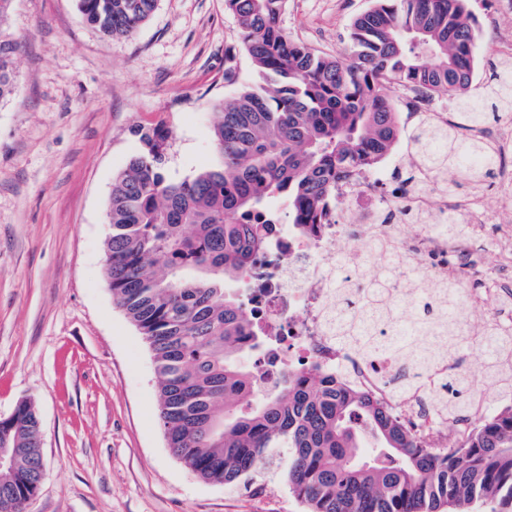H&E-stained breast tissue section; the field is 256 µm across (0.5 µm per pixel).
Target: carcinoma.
<instances>
[{
	"mask_svg": "<svg viewBox=\"0 0 512 512\" xmlns=\"http://www.w3.org/2000/svg\"><path fill=\"white\" fill-rule=\"evenodd\" d=\"M14 0H0V101L14 91L18 42L4 28ZM86 21L114 38L145 24L159 0H77ZM287 0H225L258 80L239 84L234 49L215 105L216 162L184 179L167 172L166 122L138 125L140 149L112 181L105 277L115 303L148 345L159 376L158 417L167 447L197 478L260 486L280 476L307 512H467L476 501L512 504V413L457 448H423L384 410L332 381L285 376L258 398L255 371L236 355L268 339L227 283L266 251L273 204L291 224H320L336 177L385 154L396 137L386 96L398 84L464 104L467 123H487L473 95L477 28L468 0H373L352 22V59L316 52L279 25ZM438 173L473 178L493 158L452 128L429 157ZM39 416L28 400L0 425L17 451L0 477V504L26 512L43 477Z\"/></svg>",
	"mask_w": 512,
	"mask_h": 512,
	"instance_id": "carcinoma-1",
	"label": "carcinoma"
}]
</instances>
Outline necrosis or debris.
I'll list each match as a JSON object with an SVG mask.
<instances>
[{"label":"necrosis or debris","instance_id":"obj_1","mask_svg":"<svg viewBox=\"0 0 512 512\" xmlns=\"http://www.w3.org/2000/svg\"><path fill=\"white\" fill-rule=\"evenodd\" d=\"M500 156L499 178L512 185V113L504 112L492 128H476ZM412 180L385 183L381 167L355 166L337 179L327 217L320 224H277L268 253L253 257V268L240 287L255 307L270 338L257 363L258 393L284 376L317 370L337 386L364 397L387 411L424 447L440 445V430L449 420L448 401L440 393L455 366L448 357L428 365L401 352L395 328L375 321L376 346L361 350L344 339L342 321L348 309L345 289L364 275L367 255L378 240L391 248L385 259L395 260L394 289L425 292L445 300L448 282L469 269L491 282L494 295L512 298V236L496 242L500 260L485 267L470 238L445 237L432 228L435 217L448 213L436 205L426 186L435 178L420 157L412 160ZM363 226L361 243L339 250L350 227Z\"/></svg>","mask_w":512,"mask_h":512}]
</instances>
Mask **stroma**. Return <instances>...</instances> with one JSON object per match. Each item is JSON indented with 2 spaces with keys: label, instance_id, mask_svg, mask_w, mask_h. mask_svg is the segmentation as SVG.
Instances as JSON below:
<instances>
[{
  "label": "stroma",
  "instance_id": "1",
  "mask_svg": "<svg viewBox=\"0 0 512 512\" xmlns=\"http://www.w3.org/2000/svg\"><path fill=\"white\" fill-rule=\"evenodd\" d=\"M371 0H288L290 38L349 58L353 19ZM21 51L15 89L0 102V417L23 399L40 418L45 475L28 512H305L277 472L260 488L212 484L171 454L157 410L158 377L142 336L104 277L112 180L139 150L135 125L165 120L170 177L212 163L211 112L233 94L224 50L237 47L239 80L256 76L224 0H159L151 19L112 39L77 0H15L8 20ZM431 196L477 195L489 223L512 194L495 174L449 172ZM463 311L468 342L455 359L476 398L496 392L478 342L499 302L484 284Z\"/></svg>",
  "mask_w": 512,
  "mask_h": 512
}]
</instances>
